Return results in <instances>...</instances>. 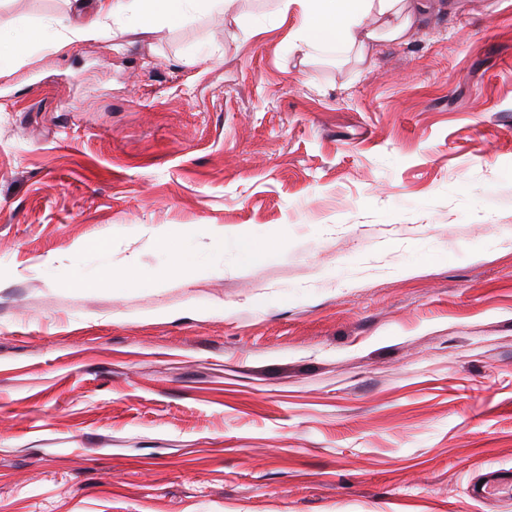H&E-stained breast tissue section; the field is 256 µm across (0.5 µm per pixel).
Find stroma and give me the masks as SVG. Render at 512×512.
I'll return each mask as SVG.
<instances>
[{
    "label": "stroma",
    "mask_w": 512,
    "mask_h": 512,
    "mask_svg": "<svg viewBox=\"0 0 512 512\" xmlns=\"http://www.w3.org/2000/svg\"><path fill=\"white\" fill-rule=\"evenodd\" d=\"M276 5L0 77V512H512V0L340 66ZM164 245L171 248L181 261L191 259L197 265L211 270H217L222 266L221 257L214 256L210 258L207 256L198 255L190 238H181L175 242L168 241L165 242Z\"/></svg>",
    "instance_id": "stroma-1"
}]
</instances>
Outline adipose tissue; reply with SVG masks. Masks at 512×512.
Here are the masks:
<instances>
[{
  "instance_id": "adipose-tissue-1",
  "label": "adipose tissue",
  "mask_w": 512,
  "mask_h": 512,
  "mask_svg": "<svg viewBox=\"0 0 512 512\" xmlns=\"http://www.w3.org/2000/svg\"><path fill=\"white\" fill-rule=\"evenodd\" d=\"M237 0H95L94 15L85 23L66 25L45 20L38 28L21 31L0 23V75L4 61L20 45L32 51L61 49L78 41L101 39L109 30L118 36L145 32L140 21L151 13L154 21L176 25L206 8L222 14L235 11ZM280 16L296 13L295 45L305 56L328 49L354 53L365 60L375 42L403 40L430 8L429 0H277Z\"/></svg>"
}]
</instances>
